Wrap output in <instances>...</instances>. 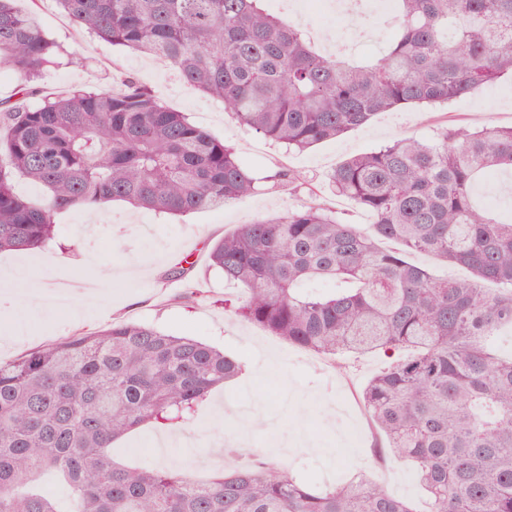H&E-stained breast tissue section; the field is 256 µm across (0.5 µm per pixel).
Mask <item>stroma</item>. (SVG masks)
<instances>
[{"label":"stroma","mask_w":512,"mask_h":512,"mask_svg":"<svg viewBox=\"0 0 512 512\" xmlns=\"http://www.w3.org/2000/svg\"><path fill=\"white\" fill-rule=\"evenodd\" d=\"M323 4L264 0L263 6L322 32L333 43L345 22ZM39 16L47 34L76 54L74 63L46 72L40 82L44 95L105 86L125 74L213 137L234 145L242 164L262 181L249 196L183 217L122 201L58 212V237L43 250L29 257L0 253V296L16 298L13 307L0 306V361L107 327L116 317L196 337L245 361L243 374L212 391L189 426L169 429L149 423L115 443L114 451L124 461L207 477L224 467L215 449L227 444L254 448L320 488L347 482L363 470L410 499L417 512H425V498L409 466L377 461L378 436L360 400L366 382L386 365V356L366 357L342 375L325 358L236 318L224 309L235 289L211 266L208 253L238 225L284 215L307 201L306 192L295 193L273 181L280 169L301 171L318 184L351 156L404 135L429 138L443 126L512 125V77L498 81L480 99L460 98L423 115L414 108L381 113L341 137L290 153L240 127L221 103L184 85L154 58L93 36H77L57 8ZM187 261L193 262V273L206 289L190 308L176 303L181 282L173 275Z\"/></svg>","instance_id":"obj_1"}]
</instances>
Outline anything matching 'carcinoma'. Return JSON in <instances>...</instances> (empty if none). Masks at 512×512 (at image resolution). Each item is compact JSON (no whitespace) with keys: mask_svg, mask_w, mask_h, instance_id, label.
Wrapping results in <instances>:
<instances>
[{"mask_svg":"<svg viewBox=\"0 0 512 512\" xmlns=\"http://www.w3.org/2000/svg\"><path fill=\"white\" fill-rule=\"evenodd\" d=\"M79 33L163 58L236 122L288 151H306L414 105L476 98L512 74V0H394L382 57L361 63L313 49L300 27L260 0H54ZM64 50L37 14L0 0V69L19 77L0 103V251H35L54 214L125 201L184 215L252 194L234 147L132 79L46 97L29 108ZM512 170V127L443 129L354 155L328 173L332 194L371 216L360 228L320 200L305 175L275 174L309 200L241 224L209 253L236 285L224 309L346 371L382 352L362 402L383 461H407L428 512H512V220L476 206L475 184ZM41 186L36 203L16 191ZM431 255L470 273L442 279L407 260ZM178 299L204 294L191 269ZM340 281L339 293L305 290ZM244 365L191 337L126 319L0 362V512H59L40 487L66 485L72 512H416L364 474L318 489L247 448L209 480L115 460L112 444L148 422L188 423Z\"/></svg>","mask_w":512,"mask_h":512,"instance_id":"obj_1","label":"carcinoma"}]
</instances>
